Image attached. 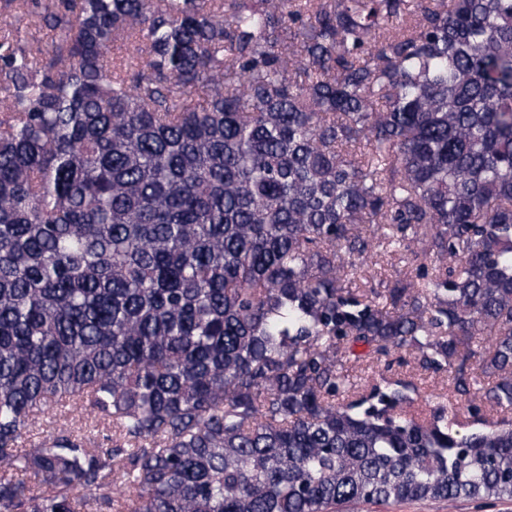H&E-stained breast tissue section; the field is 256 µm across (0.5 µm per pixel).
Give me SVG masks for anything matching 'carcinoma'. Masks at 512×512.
Wrapping results in <instances>:
<instances>
[{
	"instance_id": "obj_1",
	"label": "carcinoma",
	"mask_w": 512,
	"mask_h": 512,
	"mask_svg": "<svg viewBox=\"0 0 512 512\" xmlns=\"http://www.w3.org/2000/svg\"><path fill=\"white\" fill-rule=\"evenodd\" d=\"M0 9L54 34L0 36V512L512 499V419L478 415L512 408V0ZM368 224L411 252L385 295L350 286ZM59 406L112 447L20 450ZM13 23V28H19L20 36L24 41L34 47H41L43 50L51 49L52 39L48 31L35 22L28 20L16 21L13 17L7 18ZM401 356L407 364L400 367L394 366L395 374L399 378L411 381L414 384L415 391L410 395L418 402L429 400L430 402L442 401L448 396V409L457 411L462 417L469 418L471 409L469 403L465 400L454 399L451 396V380L446 373H428L418 370L414 364L413 357L405 350L396 352L395 357ZM445 401V400H443ZM449 410V411H450Z\"/></svg>"
}]
</instances>
